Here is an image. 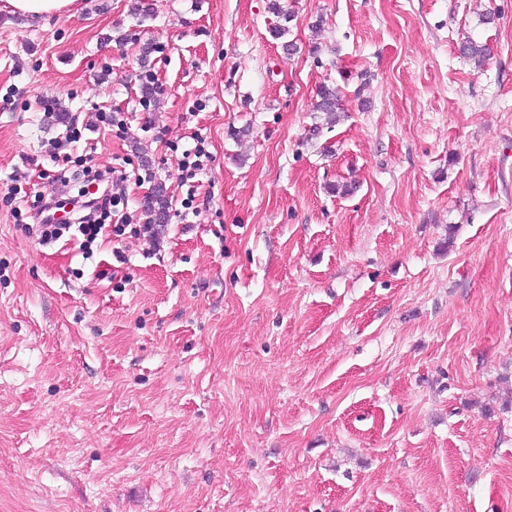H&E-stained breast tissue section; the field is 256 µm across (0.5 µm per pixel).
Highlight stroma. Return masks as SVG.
Instances as JSON below:
<instances>
[{"mask_svg":"<svg viewBox=\"0 0 512 512\" xmlns=\"http://www.w3.org/2000/svg\"><path fill=\"white\" fill-rule=\"evenodd\" d=\"M146 2L0 0V512H512V0ZM85 155L159 240L15 222ZM75 0H7L14 13L29 16L60 14L69 9ZM319 101L316 111L325 113L328 117H335L336 112L341 109V95L339 89L328 85H321L319 88ZM196 145L191 150H186L183 154V162L181 164L182 175L186 172L185 178H195L197 174L204 171L210 161L209 154L205 153L204 148L201 147L203 144L202 139L197 138ZM144 207L148 213L149 224H114L112 233L116 236L125 234L129 226L131 236H147L153 240L159 239L165 233L167 227V213L169 209L168 197L163 185L158 184L145 196ZM80 224H39L40 240L43 245H50L59 240L64 232L69 231L76 226V231L83 237V249L85 253L90 254L92 245L97 240L100 233L106 226L105 224H93L89 218L82 217ZM86 223V224H84Z\"/></svg>","mask_w":512,"mask_h":512,"instance_id":"1","label":"stroma"}]
</instances>
